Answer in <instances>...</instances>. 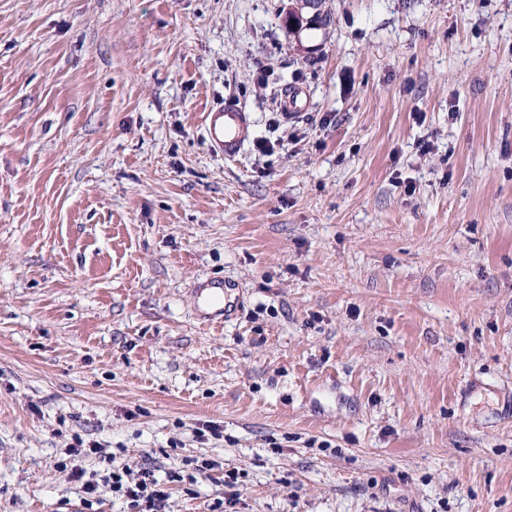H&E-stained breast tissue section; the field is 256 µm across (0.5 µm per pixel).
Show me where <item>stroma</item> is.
I'll use <instances>...</instances> for the list:
<instances>
[{
    "label": "stroma",
    "mask_w": 512,
    "mask_h": 512,
    "mask_svg": "<svg viewBox=\"0 0 512 512\" xmlns=\"http://www.w3.org/2000/svg\"><path fill=\"white\" fill-rule=\"evenodd\" d=\"M294 5L0 0V512H512V0ZM251 124L249 113L233 99L202 116L203 134L210 148L227 158L239 154ZM203 293L206 299L207 313L210 317L224 320V284L214 282L204 286ZM98 449L96 442L86 441L76 435L73 444L66 448L65 454L68 458L60 462L61 466L65 471L69 468L70 478L80 482L83 492L90 498L96 492L99 481L110 485L112 493L124 499L128 512H166L169 499L168 484L187 481L189 485H194L197 477L193 473L209 478L210 472L219 467L207 459L195 460L192 473L183 475L180 471H171L168 472L167 479L161 482L151 468H143L136 477L129 478L127 468L114 466L113 457H110L109 467L104 470L105 473L93 471L87 475L82 460L85 456L97 454Z\"/></svg>",
    "instance_id": "stroma-1"
}]
</instances>
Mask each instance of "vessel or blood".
<instances>
[{
    "mask_svg": "<svg viewBox=\"0 0 512 512\" xmlns=\"http://www.w3.org/2000/svg\"><path fill=\"white\" fill-rule=\"evenodd\" d=\"M251 124L249 113L232 99L210 109L202 116L203 134L210 148L227 158L239 154ZM203 293L210 316L223 317V284L218 282L207 284L203 288Z\"/></svg>",
    "mask_w": 512,
    "mask_h": 512,
    "instance_id": "b4317fda",
    "label": "vessel or blood"
}]
</instances>
